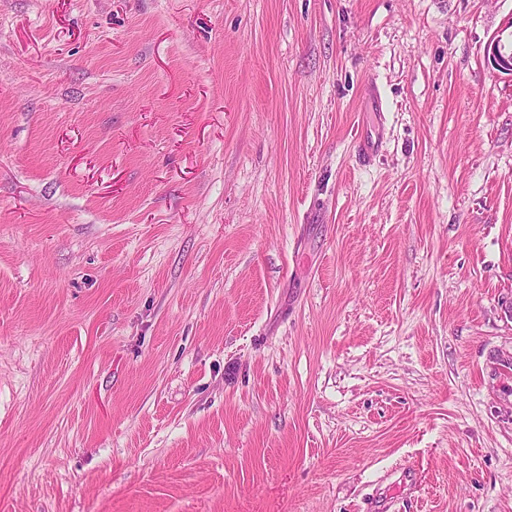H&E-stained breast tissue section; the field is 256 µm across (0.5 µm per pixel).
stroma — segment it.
I'll use <instances>...</instances> for the list:
<instances>
[{"instance_id": "obj_1", "label": "stroma", "mask_w": 512, "mask_h": 512, "mask_svg": "<svg viewBox=\"0 0 512 512\" xmlns=\"http://www.w3.org/2000/svg\"><path fill=\"white\" fill-rule=\"evenodd\" d=\"M498 38L512 0H0V512H512Z\"/></svg>"}]
</instances>
